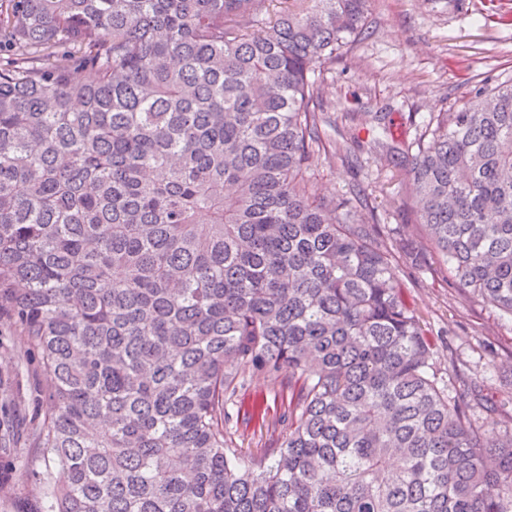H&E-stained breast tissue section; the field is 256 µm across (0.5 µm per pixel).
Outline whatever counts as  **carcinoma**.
<instances>
[{
  "instance_id": "obj_1",
  "label": "carcinoma",
  "mask_w": 512,
  "mask_h": 512,
  "mask_svg": "<svg viewBox=\"0 0 512 512\" xmlns=\"http://www.w3.org/2000/svg\"><path fill=\"white\" fill-rule=\"evenodd\" d=\"M275 2L0 0V311L53 401L24 512H512V429L440 384L399 275L512 315V82L372 140L410 185L387 230L313 168L349 161L321 72L373 0ZM247 371L288 380L260 458ZM264 401L266 410V423L252 420L248 423L242 420L244 409L254 400ZM241 406L238 421L235 414ZM288 412V388L280 379L267 377L263 374H249L246 385L239 390L234 407V420L228 429L233 441V448H237L245 456H260L267 448H273L287 430L282 423L283 414Z\"/></svg>"
}]
</instances>
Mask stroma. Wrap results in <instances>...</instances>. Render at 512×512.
Returning a JSON list of instances; mask_svg holds the SVG:
<instances>
[{
    "instance_id": "1",
    "label": "stroma",
    "mask_w": 512,
    "mask_h": 512,
    "mask_svg": "<svg viewBox=\"0 0 512 512\" xmlns=\"http://www.w3.org/2000/svg\"><path fill=\"white\" fill-rule=\"evenodd\" d=\"M512 0H374L369 35L343 61L327 65L323 79L333 125L327 135L343 137L357 166L318 160L324 187L342 195L356 184L375 186L380 223L408 218L407 184L369 151L371 116L386 113L391 134L412 142L433 113L455 111L485 78L512 79V24L496 20ZM359 113L356 122L345 121ZM405 296L429 330L434 365L447 378L449 360L484 384L492 399L512 414V316L478 298H465L454 281L433 266H408L400 273ZM8 318L0 319V512H21L37 490L33 474L45 465L29 432L51 404L36 379L34 356ZM263 401L265 421L232 422L229 433L242 455L275 447L286 430L288 388L280 379L248 375L236 403Z\"/></svg>"
}]
</instances>
